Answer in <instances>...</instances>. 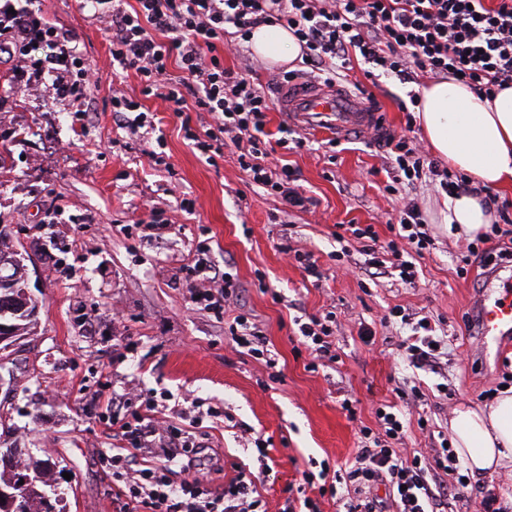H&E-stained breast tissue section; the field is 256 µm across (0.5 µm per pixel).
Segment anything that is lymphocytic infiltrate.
Here are the masks:
<instances>
[{
	"label": "lymphocytic infiltrate",
	"mask_w": 512,
	"mask_h": 512,
	"mask_svg": "<svg viewBox=\"0 0 512 512\" xmlns=\"http://www.w3.org/2000/svg\"><path fill=\"white\" fill-rule=\"evenodd\" d=\"M81 9L105 26L111 41L108 69L91 65L68 31L51 24L32 0H0V55L15 65L16 81L39 89L50 80L71 111L88 109L87 91L103 72L134 71L145 97L159 99L165 111L181 119L185 137L208 162L222 157L225 142L237 148L236 162L252 185L278 196L286 210L309 211L316 200L297 184L290 164L265 165L269 143L303 147L302 138H271L266 126L270 98L251 81L252 66L226 68L222 49L247 41L267 23L288 27L302 48V59L315 78L335 83L352 59L363 60L365 78L397 77L405 83L426 75L460 76L487 97L512 84V0H81ZM177 65L179 79L168 76ZM204 112L211 120L203 129L190 125L188 111ZM384 148L392 183L436 177L448 195L474 192L472 181L449 173L435 159L420 155L407 135L386 132ZM417 204L407 203L394 239L381 242L373 225H348L359 240L369 265L389 261L407 285L418 278L416 255L431 238L421 229ZM192 304L200 310L223 312L240 296L236 275L221 283L189 286ZM390 318L410 327L402 340L406 358L418 369H433L445 341L428 317L412 319L393 307ZM333 313L300 323L299 332L312 359L310 369L334 363ZM124 415L114 416L105 430L112 443V487L118 512H267L256 490L257 475L238 465L222 490L212 486L211 471L195 461L194 442L181 429L161 425L153 401L125 399ZM383 429H359L358 448L350 463L334 470L303 475L318 488L317 497L284 490L280 512H321L319 498L346 492L345 512H436L448 490L467 484L448 439H441L431 459L400 451L408 420L396 404L375 411ZM389 489L388 500L374 497L377 486Z\"/></svg>",
	"instance_id": "obj_1"
}]
</instances>
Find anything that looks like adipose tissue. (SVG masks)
<instances>
[{"label": "adipose tissue", "mask_w": 512, "mask_h": 512, "mask_svg": "<svg viewBox=\"0 0 512 512\" xmlns=\"http://www.w3.org/2000/svg\"><path fill=\"white\" fill-rule=\"evenodd\" d=\"M249 45L273 64L295 61L301 47L285 27L254 29ZM435 154L484 187L512 185V84L494 98L478 96L453 78L423 86L415 114ZM442 217L449 232L473 236L493 221L481 197L462 194L444 200ZM455 451L473 471L482 473L512 462V387L484 407L458 408L449 422Z\"/></svg>", "instance_id": "ef3b65f1"}]
</instances>
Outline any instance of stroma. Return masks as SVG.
Wrapping results in <instances>:
<instances>
[{"instance_id":"35a3bbf8","label":"stroma","mask_w":512,"mask_h":512,"mask_svg":"<svg viewBox=\"0 0 512 512\" xmlns=\"http://www.w3.org/2000/svg\"><path fill=\"white\" fill-rule=\"evenodd\" d=\"M58 27L73 32L91 60L108 55L107 33L92 23L77 0H39ZM12 62L0 61V153L10 156L0 172V224L10 243L25 250L38 269L29 280L39 302L38 320L15 347L13 378L0 389V412L12 430L0 442L30 448L57 466L52 478L64 489L63 512H114L112 469L102 435L112 411L107 395L153 399L170 424L201 442L209 467L237 462L258 469V448L268 471L257 491L268 512H279L287 485H299L311 461L341 466L356 452L360 426L378 429L375 410L395 401L397 389L419 387L416 411L430 430L410 426L405 448L429 454L430 431H447L461 406L488 403V390L502 380L512 343L497 354L476 344V305L489 271L512 278V256L501 245L512 240L503 223L486 245L484 263L459 274L458 259L470 237L449 233L439 212L446 197L434 183L417 181L386 190L387 176L376 145L365 138L342 140L326 152L317 135L303 148L277 149L300 174V185L317 200L314 212L283 213L279 197L250 187L226 145L216 165L192 148L181 120L157 100L143 99L135 74L104 76L90 93L96 117L82 122L51 88L31 92L14 81ZM362 84L383 110L385 126L401 134V100L417 84L391 76L365 79L354 68L340 85ZM142 100L165 137L168 169L150 165L146 138L119 129L112 119V89ZM195 203L181 211L182 200ZM416 201L432 238L417 259L419 282L409 287L388 274L346 273L363 263L353 237L337 241V225L371 224L387 241V221ZM165 210L167 229L146 236L141 223L152 209ZM283 213V223L272 221ZM313 252L324 277L313 281L288 264L279 244ZM207 247L213 267L231 268L243 292L222 316L196 310L182 270ZM441 321L448 354L438 372L410 366L400 341L404 329L386 322L394 306ZM336 315L333 341L338 362L312 370L298 340L297 320ZM246 312L260 325L277 365L240 352L230 325ZM375 332L372 343L361 326ZM355 402L348 417L342 397ZM200 413L191 414L190 405ZM463 497L447 512H475L481 490L498 495L512 512V464L470 476Z\"/></svg>"}]
</instances>
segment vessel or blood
<instances>
[{
  "label": "vessel or blood",
  "mask_w": 512,
  "mask_h": 512,
  "mask_svg": "<svg viewBox=\"0 0 512 512\" xmlns=\"http://www.w3.org/2000/svg\"><path fill=\"white\" fill-rule=\"evenodd\" d=\"M282 112L290 121L311 126L327 137L359 133L378 119L350 92L315 82H301L281 89ZM478 344L481 349L500 348L504 337H512V302L504 298L478 304Z\"/></svg>",
  "instance_id": "obj_1"
}]
</instances>
